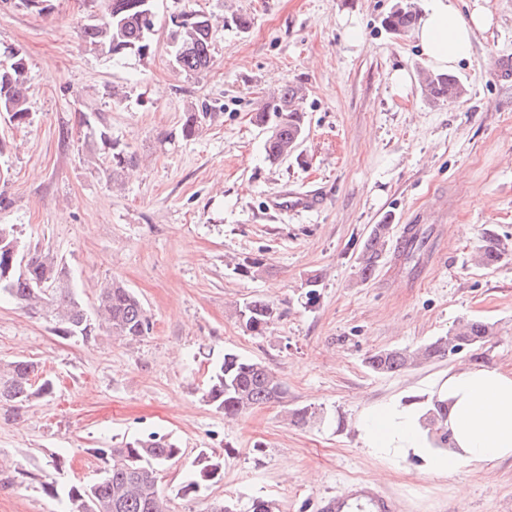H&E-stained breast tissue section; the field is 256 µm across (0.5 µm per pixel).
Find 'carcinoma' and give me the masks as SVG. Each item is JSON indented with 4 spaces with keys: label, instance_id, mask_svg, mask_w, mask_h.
I'll list each match as a JSON object with an SVG mask.
<instances>
[{
    "label": "carcinoma",
    "instance_id": "cac0c4a2",
    "mask_svg": "<svg viewBox=\"0 0 512 512\" xmlns=\"http://www.w3.org/2000/svg\"><path fill=\"white\" fill-rule=\"evenodd\" d=\"M100 14L89 17L80 25L84 44L114 60L128 55L141 59L149 57L156 25V0H96ZM417 22V13L410 7L399 6L387 15L383 24L394 34H408ZM213 23L203 13H182L169 19L168 36L173 48L174 63L188 74L209 68ZM7 61L0 60V112L9 115L17 126L31 124L25 86L26 63L23 54L15 49L4 51ZM422 90L432 100L455 98L461 86L448 73H429ZM301 90L288 84L255 113L256 122L268 127L264 144L266 157L276 162L291 154L296 140L305 132ZM212 118L207 108L189 112L182 125L183 136L196 134ZM108 149L112 170L116 171L133 161V157L112 142L108 133L90 129ZM390 225L377 224L358 256V272L364 280L371 278L385 253ZM16 248L14 264L4 251ZM507 255L497 234L489 231L476 248L475 258L489 268L499 264ZM14 299L23 308L41 313L52 325L56 335L79 337L88 341L102 329L112 335L137 340L149 335L152 325L139 299L120 281L111 280L99 289L95 317L75 295L58 257L50 251H21L14 225L0 224V296ZM247 330L263 334L279 318L273 303L253 298L236 310ZM493 335L492 326L480 320H470L459 328L438 336L416 351L388 349L370 355L368 368L379 374H394L411 365L429 363L455 354L461 348L484 345ZM39 365L33 360L0 363V402L21 409L35 398L49 396L54 383L46 378L35 384ZM287 390L281 379L260 361L228 352L212 370L201 398L206 405L227 417L279 402ZM448 400L437 395L424 403L420 422L438 448H448ZM96 455L105 467L99 479L91 484H48L46 491L65 502V512H167V499L157 480L160 469L183 455L177 441L157 433L134 438L112 448H97ZM193 474L182 487L186 494L197 493L208 482L223 479L220 458L204 451L192 462Z\"/></svg>",
    "mask_w": 512,
    "mask_h": 512
}]
</instances>
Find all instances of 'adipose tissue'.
Instances as JSON below:
<instances>
[{
  "mask_svg": "<svg viewBox=\"0 0 512 512\" xmlns=\"http://www.w3.org/2000/svg\"><path fill=\"white\" fill-rule=\"evenodd\" d=\"M493 16L480 0H429L413 36L431 70H454L470 54L476 32ZM447 398L448 450L434 448L419 423L421 408L389 402L367 411L361 429L369 448L396 457L415 455L434 472L460 462L492 464L512 458V372L452 368L439 390Z\"/></svg>",
  "mask_w": 512,
  "mask_h": 512,
  "instance_id": "1",
  "label": "adipose tissue"
}]
</instances>
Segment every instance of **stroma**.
Instances as JSON below:
<instances>
[{
	"mask_svg": "<svg viewBox=\"0 0 512 512\" xmlns=\"http://www.w3.org/2000/svg\"><path fill=\"white\" fill-rule=\"evenodd\" d=\"M402 0H157L153 52L112 60L78 38L89 0H52L41 15L0 0V51L27 62L29 126L0 112V224L62 260L87 309L117 279L143 302L152 330L128 343L55 335L41 314L0 298V360L31 359L55 381L51 396L20 411L0 403V512H62L44 483L98 479L95 451L156 432L182 458L158 474L170 512H209L253 499L279 512H314L320 495L365 481L402 512H512V460L430 472L416 457L378 456L357 424L383 403L429 396L454 367L512 371V255L474 261L482 235L512 242V0H486L496 24L477 33L456 76L461 97L429 101L418 83L393 90L398 68L425 65L410 36L383 18ZM211 15L212 62L194 75L174 63L170 15ZM356 15L358 44L338 23ZM252 19L247 31L232 16ZM305 92L303 143L265 158L266 127L253 115L274 90ZM210 122L182 135L186 113ZM101 128L132 165L111 172L89 135ZM308 193L316 207L280 212L278 192ZM392 233L368 280L357 257L374 225ZM424 244L400 246L405 225ZM318 275L315 297L307 279ZM261 297L280 317L263 335L236 310ZM493 326L482 347L393 375L372 353L414 350L460 322ZM262 361L284 382L282 402L227 418L201 399L225 352ZM317 420L294 425L286 411ZM220 457L222 481L182 494L199 452Z\"/></svg>",
	"mask_w": 512,
	"mask_h": 512,
	"instance_id": "1",
	"label": "stroma"
}]
</instances>
